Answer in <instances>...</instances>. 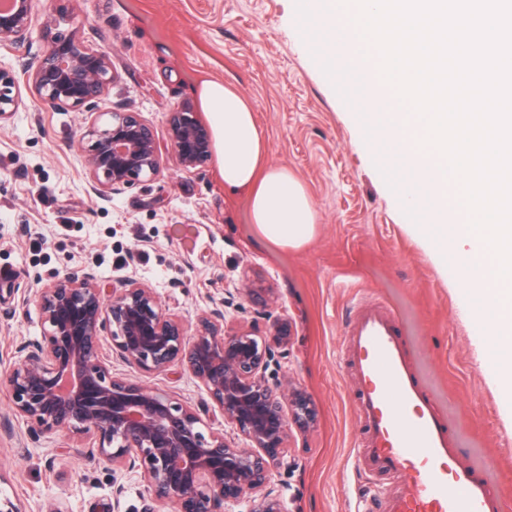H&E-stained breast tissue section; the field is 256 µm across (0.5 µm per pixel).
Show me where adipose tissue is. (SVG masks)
I'll use <instances>...</instances> for the list:
<instances>
[{
    "instance_id": "ef3b65f1",
    "label": "adipose tissue",
    "mask_w": 512,
    "mask_h": 512,
    "mask_svg": "<svg viewBox=\"0 0 512 512\" xmlns=\"http://www.w3.org/2000/svg\"><path fill=\"white\" fill-rule=\"evenodd\" d=\"M196 95L212 130L224 185L246 193L259 239L290 248L307 244L316 224L310 198L287 168L267 164L268 144L250 100L217 80L200 83Z\"/></svg>"
}]
</instances>
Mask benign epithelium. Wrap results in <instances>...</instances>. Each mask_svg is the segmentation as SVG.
I'll list each match as a JSON object with an SVG mask.
<instances>
[{"label": "benign epithelium", "instance_id": "1", "mask_svg": "<svg viewBox=\"0 0 512 512\" xmlns=\"http://www.w3.org/2000/svg\"><path fill=\"white\" fill-rule=\"evenodd\" d=\"M33 29V0L0 6L1 46L25 44ZM117 79L109 55L84 44L77 30L57 33L22 76L0 66V120L16 110L23 87L50 108L104 106L85 125L82 165L89 190L107 197L161 169L154 127L139 112L106 106ZM167 133L183 169L211 160V128L191 106L168 113ZM34 300L40 339L25 346L6 376L13 412L33 431L91 438V453L112 472L137 470L150 498L177 512H223L249 498L250 512H281L273 467L284 462L290 426L314 418L303 391H280L267 378L276 355L288 349V320L273 321L261 338L253 330L226 331L223 315L210 313L189 336L150 286L130 278L107 286L90 272H69ZM106 333L124 363L146 372L188 371L248 447L205 433L195 410L169 393L114 374L101 353ZM0 512L26 510L0 487Z\"/></svg>", "mask_w": 512, "mask_h": 512}]
</instances>
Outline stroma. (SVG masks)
<instances>
[{
  "label": "stroma",
  "instance_id": "1",
  "mask_svg": "<svg viewBox=\"0 0 512 512\" xmlns=\"http://www.w3.org/2000/svg\"><path fill=\"white\" fill-rule=\"evenodd\" d=\"M27 47L0 46V65L22 71L50 41L45 17L67 12L109 54L120 79L109 104L141 113L162 161L155 180L101 199L87 186L80 140L86 110H55L23 95L0 122V480L43 512H172L138 473L112 472L76 454L61 433H34L11 412L2 385L26 344L39 339L29 298L73 271L104 282L131 276L194 329L221 312L228 327L288 318L292 339L271 364L272 386L301 388L315 410L293 429L273 471L283 512H354L369 481L352 450L361 442L345 340L359 307H391L419 379L437 403L461 461L473 464L512 512V381L499 369L492 331L442 250L399 204L379 169L381 146L321 68L327 53L295 25V0H34ZM233 85L253 104L270 165L307 188L315 233L299 249L261 241L246 198L224 188L216 161L183 170L167 137L168 113L196 104L200 78ZM112 370L194 408L201 427L237 434L188 372ZM122 494H115V485Z\"/></svg>",
  "mask_w": 512,
  "mask_h": 512
}]
</instances>
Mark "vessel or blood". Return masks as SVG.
Segmentation results:
<instances>
[{
	"label": "vessel or blood",
	"instance_id": "obj_1",
	"mask_svg": "<svg viewBox=\"0 0 512 512\" xmlns=\"http://www.w3.org/2000/svg\"><path fill=\"white\" fill-rule=\"evenodd\" d=\"M347 352L358 385L356 413L367 435L353 458L366 476L386 481L383 512H502L495 489L459 461L396 316L381 307L361 310Z\"/></svg>",
	"mask_w": 512,
	"mask_h": 512
}]
</instances>
